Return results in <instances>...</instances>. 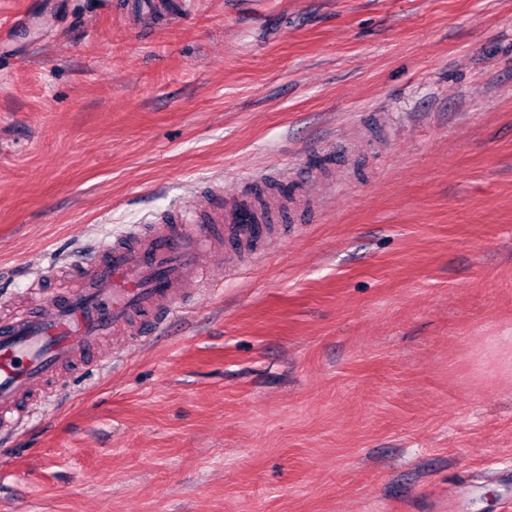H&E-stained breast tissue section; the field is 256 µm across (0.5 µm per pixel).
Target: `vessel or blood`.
Listing matches in <instances>:
<instances>
[{"label":"vessel or blood","mask_w":512,"mask_h":512,"mask_svg":"<svg viewBox=\"0 0 512 512\" xmlns=\"http://www.w3.org/2000/svg\"><path fill=\"white\" fill-rule=\"evenodd\" d=\"M271 231L215 193L205 207L104 242L91 261L49 263L36 287L65 266L69 288L0 317V436L21 429L36 394L64 369L90 367L110 338L154 335L185 300L186 284L200 279L203 252L218 249L230 263L253 257Z\"/></svg>","instance_id":"b4317fda"}]
</instances>
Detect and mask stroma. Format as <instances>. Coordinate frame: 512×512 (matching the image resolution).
<instances>
[{
	"label": "stroma",
	"instance_id": "obj_1",
	"mask_svg": "<svg viewBox=\"0 0 512 512\" xmlns=\"http://www.w3.org/2000/svg\"><path fill=\"white\" fill-rule=\"evenodd\" d=\"M259 182L285 232L33 406L0 512H512V0H0V304Z\"/></svg>",
	"mask_w": 512,
	"mask_h": 512
}]
</instances>
